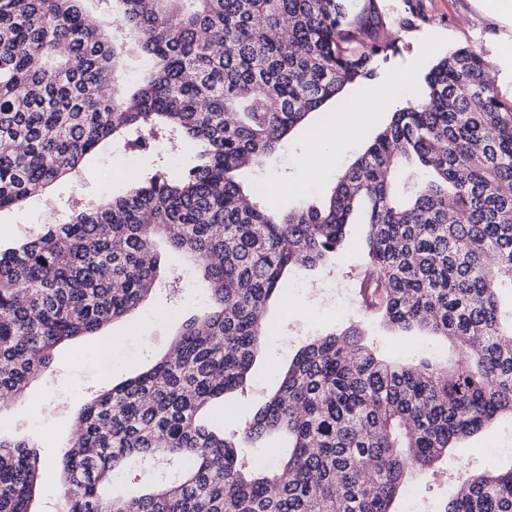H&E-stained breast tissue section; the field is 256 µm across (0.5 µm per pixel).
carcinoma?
Segmentation results:
<instances>
[{
    "instance_id": "carcinoma-1",
    "label": "carcinoma",
    "mask_w": 512,
    "mask_h": 512,
    "mask_svg": "<svg viewBox=\"0 0 512 512\" xmlns=\"http://www.w3.org/2000/svg\"><path fill=\"white\" fill-rule=\"evenodd\" d=\"M85 2L0 0V212L121 133L170 132L192 163L0 247V400L152 292L159 237L202 268L212 308L84 408L58 462L66 512H391L411 471L452 478L448 449L512 415V104L493 63L472 47L440 58L325 205L281 214L237 172L374 75L393 46L378 0H106L117 28L86 23ZM418 166L432 178L404 197ZM352 224L367 226L368 307L459 356L391 362L356 324L311 340L244 428L285 434L288 452L248 468L204 412L244 387L283 273L326 265ZM132 461L178 470L117 496ZM41 469L27 440L0 437V512H32ZM444 512H512V467L467 473Z\"/></svg>"
}]
</instances>
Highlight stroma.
I'll use <instances>...</instances> for the list:
<instances>
[{
  "instance_id": "35a3bbf8",
  "label": "stroma",
  "mask_w": 512,
  "mask_h": 512,
  "mask_svg": "<svg viewBox=\"0 0 512 512\" xmlns=\"http://www.w3.org/2000/svg\"><path fill=\"white\" fill-rule=\"evenodd\" d=\"M423 19L413 27L401 24L405 0H383L385 23L380 34L393 42L394 53L378 61L373 77L346 87L335 102L317 114L311 129L291 134L286 150L252 168L253 181L288 186L285 195L269 196L274 210L300 209L318 203L336 176L363 151L367 143L390 121L387 112H368L353 139L336 136L337 112L356 95L377 97L397 92L402 103L421 97L424 76L445 54L461 46L480 49L495 66V88L500 99L512 101V59L501 58V48L512 42V22L487 12L484 0H421ZM334 141L335 152L322 177L306 181L301 159L307 157L316 137ZM167 138H150L148 147L127 141H110L82 160L71 173L53 182L45 198H28L20 207L0 213V242L9 244L39 233L45 225L65 222L72 211L109 200L121 182H106L110 172L136 171L147 176L163 164L183 166L185 153H173ZM365 225H353L350 244L341 249L332 266L320 271L298 269L287 275L264 317L269 334L241 391L221 400L224 430L241 435L250 410L272 394L297 352L310 338L341 330L353 321H363L383 352L397 361L428 355L443 361L448 344L439 336L421 332L402 333L367 316L359 292L366 257ZM160 275L155 288L127 316L106 325L91 336H81L65 345L44 375L31 383L23 395L0 405V432L28 436L39 446L45 472L44 484L32 507L34 512H63L56 489L61 479L55 470L60 456L72 442L73 424L92 398L112 383L134 376L167 355L183 322L203 314L208 284L181 253L158 240ZM148 344H139V337ZM49 408L46 418H37L35 406ZM512 449V420L495 421L480 433L458 442L454 464L461 469H496L511 463L502 454ZM453 488L419 473L413 477L408 497L397 500V512H439Z\"/></svg>"
}]
</instances>
